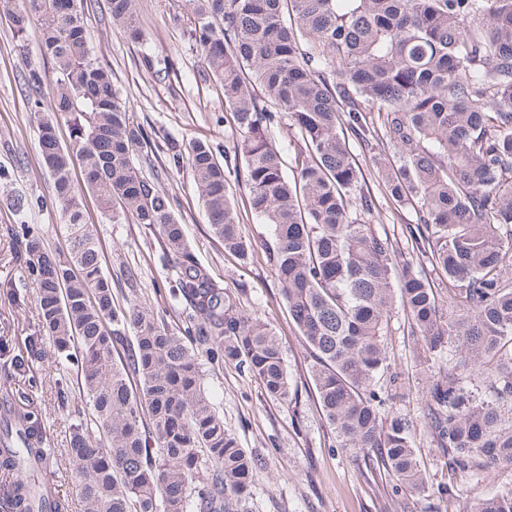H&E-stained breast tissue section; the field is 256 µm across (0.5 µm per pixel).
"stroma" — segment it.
Listing matches in <instances>:
<instances>
[{"label":"stroma","instance_id":"1","mask_svg":"<svg viewBox=\"0 0 512 512\" xmlns=\"http://www.w3.org/2000/svg\"><path fill=\"white\" fill-rule=\"evenodd\" d=\"M84 7L97 59L112 69L135 119L153 127L160 138L154 164L141 166L142 176L158 179L176 198V212L197 259L238 296L245 313L273 325L299 389L297 401L280 403L267 397L256 378L234 366L205 370L225 427L262 460L248 502L250 512H470L479 500L511 488L510 464L493 466L478 476L449 473L447 459L422 419L429 372L419 341L411 336L400 312L392 318L385 338L398 391L387 409L416 422L415 450L427 492L406 489L392 495L390 478H369L361 460L330 450L334 433L312 389L310 359L264 252L255 251L245 265L226 253L211 232L189 167H168V144L180 149L193 139L219 147L230 144L231 114L215 82L204 79L203 58L187 40L189 0H139L143 39L137 43L113 25L107 0H86ZM145 55L152 58L153 67L142 65ZM42 62L37 27L20 38L0 22V374L9 373L11 388L19 394L16 410L41 416L45 442L58 450L47 469L35 472V480L49 482L64 512H83L75 474L64 453L80 404L78 390L74 381L62 380L55 369L39 321L38 286L17 260L12 236L13 229L26 224L45 246L65 247L61 214L47 200L52 179L38 150L39 116L30 111L20 86L25 66ZM84 203L86 222L102 247L116 302L135 297L142 306L162 312L168 324H177L179 309L168 304L165 295L172 272L159 261L157 236L130 221H108L93 195H85ZM128 272L137 278L136 291H129L124 280ZM32 341L42 357L29 361L25 355ZM449 485L457 489V496L441 495V488Z\"/></svg>","mask_w":512,"mask_h":512}]
</instances>
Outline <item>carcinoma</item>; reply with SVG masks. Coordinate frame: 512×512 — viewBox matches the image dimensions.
<instances>
[{
  "instance_id": "obj_1",
  "label": "carcinoma",
  "mask_w": 512,
  "mask_h": 512,
  "mask_svg": "<svg viewBox=\"0 0 512 512\" xmlns=\"http://www.w3.org/2000/svg\"><path fill=\"white\" fill-rule=\"evenodd\" d=\"M187 39L209 66L233 119V149L219 162L196 139L172 154L188 162L214 236L245 262L260 246L312 359L332 447L386 473L394 491H425L413 421L385 416L378 386L396 306L434 368L424 417L448 471L512 464V0H191ZM84 0H0L22 38L39 22L55 73L29 64L21 85L41 115L38 149L51 173L69 251L46 249L20 225L17 259L39 285L42 328L59 357L75 358L88 415L66 449L84 512H248L260 460L224 426L203 365H233L279 401L297 399L270 325L195 257L174 199L140 176L158 135L132 116L112 69L95 57ZM112 23L142 39L138 0H108ZM69 144L56 134L58 115ZM288 123H282L283 119ZM293 134V173L275 130ZM357 144L373 160L365 170ZM107 219L158 234L173 278L166 299L181 323L131 304L114 306L112 278L84 222L73 173ZM399 208L412 255L373 228L367 178ZM269 226L243 235L232 183ZM5 428L0 499L9 512H60L20 478L56 449L39 418ZM473 512H512V490Z\"/></svg>"
}]
</instances>
